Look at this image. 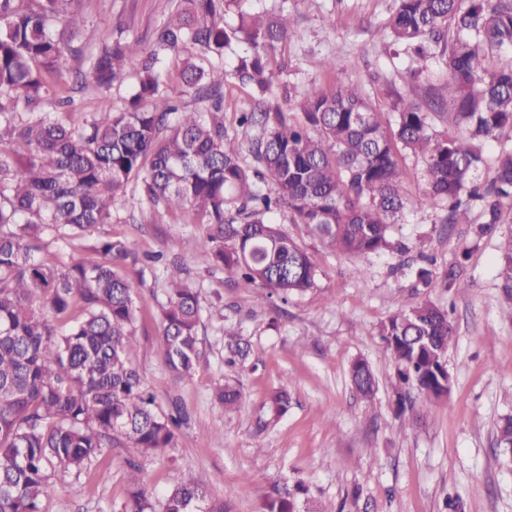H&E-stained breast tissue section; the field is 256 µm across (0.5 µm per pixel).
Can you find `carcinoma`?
Listing matches in <instances>:
<instances>
[{
  "mask_svg": "<svg viewBox=\"0 0 512 512\" xmlns=\"http://www.w3.org/2000/svg\"><path fill=\"white\" fill-rule=\"evenodd\" d=\"M237 0H180L157 30L153 49L137 41L106 38L91 55L88 76L112 88L127 63L140 62L138 88L127 107H107L91 119L79 113L52 117L35 111L56 99L53 76L74 52L77 0H0V512H40L53 492L47 469L81 470L101 448H137L149 454L173 446L181 418L160 413L143 389L126 352L137 335L133 276L140 259L122 240L94 239L103 257L78 256L63 267L38 256L43 237L84 238L112 223V207L130 184L138 202L160 224L174 210H189L204 226L198 262L222 269L256 291L257 301L304 293L316 285L313 258L280 228L273 214L288 208L329 246L346 254L401 252L391 238L409 207L442 205L443 222L468 223L469 205L481 208L479 236L494 232L512 201V62L493 61L512 49V0H399L389 29L393 41L440 61L446 82L423 89L424 102L399 97L394 125L385 127L358 86L348 83L332 58L331 92L314 88L293 121L270 111L267 97L282 85L271 64L276 46L294 35L279 12L239 14L224 27V7ZM248 44L232 76L254 88L255 104L237 126H224V51ZM185 49L179 80L206 111L181 107L161 68L162 56ZM24 104L28 111L16 110ZM449 111L451 132L431 130L429 112ZM252 133L257 166L243 164L239 132ZM491 141L494 157L483 156ZM424 162V190L403 189L397 154ZM486 165L484 187L471 182ZM186 267H168L162 305V351L180 379L193 375L202 349L198 289ZM500 277L512 295V236L501 244ZM70 323L66 331L57 322ZM379 334L394 360L395 385L420 395L419 407L448 394L445 355L452 343L448 312L422 300L391 315ZM249 343L224 329V362L244 365ZM355 389L372 400L377 382L369 366L350 370ZM243 397L227 379L213 392L226 412ZM284 387L272 412H287ZM275 485L265 512H300L298 494ZM148 491L130 477L126 512H147ZM164 512H228L190 480L169 493Z\"/></svg>",
  "mask_w": 512,
  "mask_h": 512,
  "instance_id": "obj_1",
  "label": "carcinoma"
}]
</instances>
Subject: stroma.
<instances>
[{"label": "stroma", "mask_w": 512, "mask_h": 512, "mask_svg": "<svg viewBox=\"0 0 512 512\" xmlns=\"http://www.w3.org/2000/svg\"><path fill=\"white\" fill-rule=\"evenodd\" d=\"M177 0H81L78 54L68 56L58 82L85 116L101 99L123 109L134 92L136 67L128 65L110 90L77 87L75 73L103 39L151 45ZM398 0H244L250 13L280 10L296 20L295 37L271 56L287 91L269 96L271 108L296 117L298 100L311 88L332 91L334 77L322 67L335 56L346 80L357 85L380 114L393 122L398 95L441 84L436 58L418 60L395 44L388 24ZM241 9V10H242ZM111 223L96 236L127 241L142 263L134 278L138 336L127 353L158 411L181 407L188 415L174 447L153 454L135 448H103L81 471L49 469L56 491L41 512H124L128 473L137 466L153 512H163L169 492L188 478L230 512H263L275 484L302 483L307 500L336 512H512V452L498 443L499 426L512 417V299L499 278L498 244L512 235V202L506 203L493 236L475 240L480 220L472 206L467 224L444 223V210H406L394 234L411 247L405 254L354 257L329 247L288 210L275 219L314 259L316 287L287 303L260 305L252 289L231 275L191 265L200 290L202 357L193 376L177 379L160 347L166 262L194 253L203 233L190 215L175 211L164 223L126 188L112 207ZM469 256H462L463 246ZM428 256L432 282L419 287L416 271ZM460 266L466 288H446L448 270ZM364 267L366 277L353 273ZM430 300L448 311L454 337L445 357L452 386L430 411L396 415V365L379 326L404 306ZM234 327L249 341L245 365L224 364V329ZM372 369L378 390L365 401L349 371L356 360ZM239 380L243 401L226 413L213 402V388ZM287 386L291 404L272 418L269 398Z\"/></svg>", "instance_id": "1"}]
</instances>
